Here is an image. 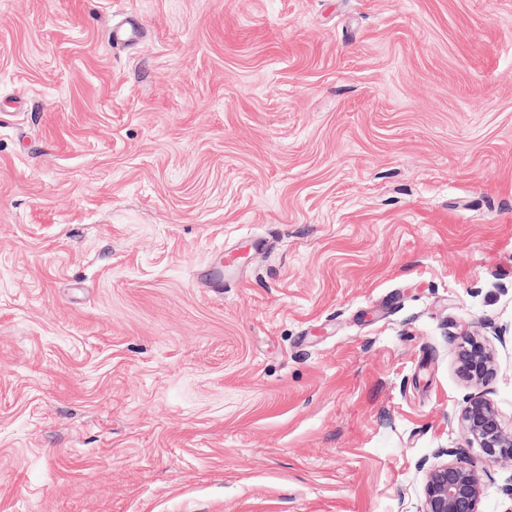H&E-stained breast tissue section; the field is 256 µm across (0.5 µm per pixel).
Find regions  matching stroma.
Instances as JSON below:
<instances>
[{"mask_svg": "<svg viewBox=\"0 0 512 512\" xmlns=\"http://www.w3.org/2000/svg\"><path fill=\"white\" fill-rule=\"evenodd\" d=\"M480 391L512 0H0V512H419ZM457 359L460 373L475 386H485L493 375L494 359L480 336L462 337Z\"/></svg>", "mask_w": 512, "mask_h": 512, "instance_id": "1", "label": "stroma"}]
</instances>
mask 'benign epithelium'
<instances>
[{
  "label": "benign epithelium",
  "mask_w": 512,
  "mask_h": 512,
  "mask_svg": "<svg viewBox=\"0 0 512 512\" xmlns=\"http://www.w3.org/2000/svg\"><path fill=\"white\" fill-rule=\"evenodd\" d=\"M459 371L475 386L488 383L494 371L492 353L478 336H464L458 343ZM469 447L480 448L490 461L512 468V422L502 419L493 401L484 395L472 398L463 411ZM425 472L420 512H479L482 478L475 461L462 448H442L434 461L421 462Z\"/></svg>",
  "instance_id": "7a95c632"
}]
</instances>
